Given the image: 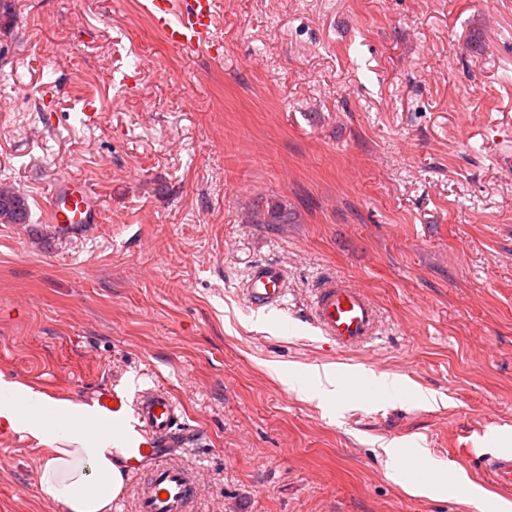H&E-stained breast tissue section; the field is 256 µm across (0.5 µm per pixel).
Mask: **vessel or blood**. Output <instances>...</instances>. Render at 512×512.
Wrapping results in <instances>:
<instances>
[{
    "label": "vessel or blood",
    "instance_id": "1",
    "mask_svg": "<svg viewBox=\"0 0 512 512\" xmlns=\"http://www.w3.org/2000/svg\"><path fill=\"white\" fill-rule=\"evenodd\" d=\"M219 7L220 0H150V18L168 46L192 58L212 48ZM99 217V204L85 182L67 178L53 184L47 223L56 238L86 234ZM245 291L251 308L282 307L288 294L284 268L277 263L252 266ZM308 318L331 346L344 351L368 344L377 324L376 309L364 291L332 277L317 284ZM90 405L111 419L113 433L121 438L118 462L138 482L135 512H194L196 476L172 460L192 434L183 428L172 394L158 388L132 403L123 390L102 387L92 392ZM485 471L496 489L512 493V450L488 457Z\"/></svg>",
    "mask_w": 512,
    "mask_h": 512
}]
</instances>
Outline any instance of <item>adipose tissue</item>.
I'll use <instances>...</instances> for the list:
<instances>
[{"mask_svg":"<svg viewBox=\"0 0 512 512\" xmlns=\"http://www.w3.org/2000/svg\"><path fill=\"white\" fill-rule=\"evenodd\" d=\"M0 408L11 414L16 431L48 446L38 473L44 495L65 512H110L124 485L112 457L111 424L81 403L51 398L3 379Z\"/></svg>","mask_w":512,"mask_h":512,"instance_id":"ef3b65f1","label":"adipose tissue"}]
</instances>
